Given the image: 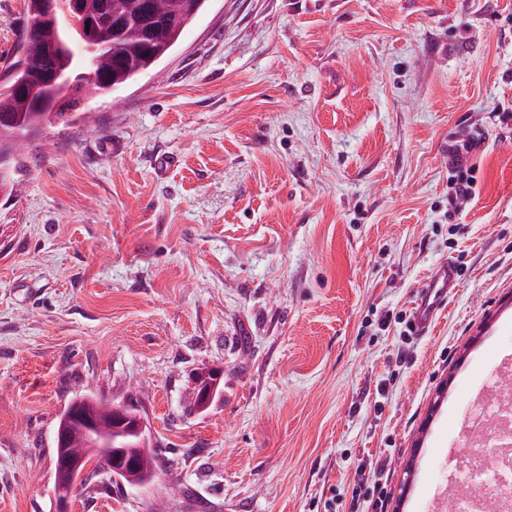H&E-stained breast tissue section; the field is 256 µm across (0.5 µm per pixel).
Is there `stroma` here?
Wrapping results in <instances>:
<instances>
[{"mask_svg":"<svg viewBox=\"0 0 512 512\" xmlns=\"http://www.w3.org/2000/svg\"><path fill=\"white\" fill-rule=\"evenodd\" d=\"M90 108L0 204V512H53L85 395L138 409L164 461L70 512H367L374 483L428 512L512 356V0H209ZM449 258L459 288L407 335ZM455 158L449 165L450 177L448 187L452 199L468 200L475 193L477 178L476 169L473 165L467 164L460 150L456 152Z\"/></svg>","mask_w":512,"mask_h":512,"instance_id":"obj_1","label":"stroma"}]
</instances>
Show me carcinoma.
I'll return each mask as SVG.
<instances>
[{
	"mask_svg": "<svg viewBox=\"0 0 512 512\" xmlns=\"http://www.w3.org/2000/svg\"><path fill=\"white\" fill-rule=\"evenodd\" d=\"M79 31L66 33L54 0H24L18 49L8 66L25 70L0 82V154H25L32 135L85 117L72 108L106 98L163 60L208 0H73ZM75 77L49 99L42 85L55 73ZM92 475L111 479L108 449L90 453Z\"/></svg>",
	"mask_w": 512,
	"mask_h": 512,
	"instance_id": "obj_1",
	"label": "carcinoma"
}]
</instances>
